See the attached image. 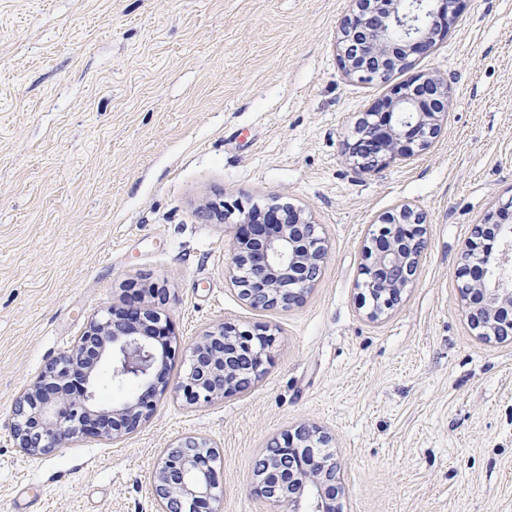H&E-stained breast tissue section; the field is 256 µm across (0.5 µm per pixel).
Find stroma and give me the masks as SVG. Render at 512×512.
<instances>
[{
	"label": "stroma",
	"instance_id": "obj_1",
	"mask_svg": "<svg viewBox=\"0 0 512 512\" xmlns=\"http://www.w3.org/2000/svg\"><path fill=\"white\" fill-rule=\"evenodd\" d=\"M352 0H0V512H158L152 473L210 440L216 512H273L268 448L330 438L338 512H512V339L473 330L459 256L512 198V0H461L389 82L346 76ZM448 77L439 137L377 173L346 161L356 122L419 76ZM278 198L329 241L303 303L254 308L225 275L215 209ZM424 213L414 283L367 315L363 248L383 214ZM162 296L172 388L134 434L17 447L12 409L109 308ZM268 330L261 376L193 403L173 385L221 323Z\"/></svg>",
	"mask_w": 512,
	"mask_h": 512
}]
</instances>
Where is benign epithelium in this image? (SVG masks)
I'll use <instances>...</instances> for the list:
<instances>
[{
    "instance_id": "7a95c632",
    "label": "benign epithelium",
    "mask_w": 512,
    "mask_h": 512,
    "mask_svg": "<svg viewBox=\"0 0 512 512\" xmlns=\"http://www.w3.org/2000/svg\"><path fill=\"white\" fill-rule=\"evenodd\" d=\"M460 0H353L340 27L337 50L344 73L361 81L386 82L410 67L412 56L435 45ZM451 83L422 75L394 89L383 107L362 117L358 139L348 159L374 173L394 159L427 148L448 112ZM269 223L253 209L224 205V218L238 214L227 274L242 299L255 308H289L301 303L315 285L328 252L312 217L288 202L266 207ZM384 235L365 246L366 263L359 287L377 292L371 315L391 308L412 282L425 244L424 216L407 205L381 219ZM482 224L460 254L461 267L481 260ZM465 314L480 336L512 335V260L480 270V280L460 285ZM167 334V319L156 305L109 310L62 351L16 401L13 436L31 455L51 453L75 435L122 437L136 432L151 415L155 399L168 389L151 340ZM266 332L240 331L222 324L189 348V363L177 389L195 403H209L249 386L262 372L270 346ZM109 362L115 381H135L134 395L116 405L104 403L95 384L101 360ZM329 438L301 428L295 440L260 462L255 490L288 512H336L329 486L336 481V461L315 451ZM216 453L205 439L184 438L170 446L153 474L161 512H202L217 501Z\"/></svg>"
}]
</instances>
